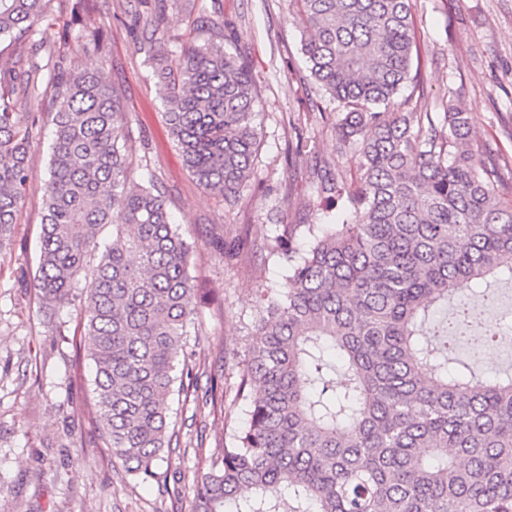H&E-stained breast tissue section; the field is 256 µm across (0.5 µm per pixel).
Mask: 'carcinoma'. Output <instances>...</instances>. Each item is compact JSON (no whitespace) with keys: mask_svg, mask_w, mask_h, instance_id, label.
<instances>
[{"mask_svg":"<svg viewBox=\"0 0 512 512\" xmlns=\"http://www.w3.org/2000/svg\"><path fill=\"white\" fill-rule=\"evenodd\" d=\"M84 0H0V254L33 178L35 103L53 140L34 287L62 306L85 283L75 347L95 366L107 445L146 483L169 434L177 361L198 289L194 255L159 178L134 163L121 93L103 65L79 67ZM174 56L132 13L134 49L161 91L170 138L205 190L236 202L258 150L257 88L224 46V22L190 0ZM301 53L338 104L340 150L357 179H320L343 220L305 225L309 246L266 244L288 262L279 296L255 295V341L237 386L248 425L191 485L194 512H512V375L452 366L469 330L496 345L462 297L512 274V167L474 148L471 116L398 112L418 57L413 0H298ZM112 241L100 246L103 227Z\"/></svg>","mask_w":512,"mask_h":512,"instance_id":"carcinoma-1","label":"carcinoma"}]
</instances>
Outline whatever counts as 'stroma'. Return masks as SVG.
Here are the masks:
<instances>
[{
    "mask_svg": "<svg viewBox=\"0 0 512 512\" xmlns=\"http://www.w3.org/2000/svg\"><path fill=\"white\" fill-rule=\"evenodd\" d=\"M132 7L158 16L166 36L189 31L185 0H101L85 17L83 39L65 50L75 64H94V35L103 31L104 67L124 93L134 138L147 145L175 222L196 239L190 273L200 294L199 333L188 336L184 357L196 384L172 397L177 448L164 452L154 481L137 483L103 442L92 365L70 343L80 333L85 291L75 289L57 308V333L43 326L33 280L50 144L42 133L29 150L34 177L14 226L16 244L0 254V512H194L192 480L248 421L234 396L254 342V290L276 292L285 282L286 266L261 244L286 232L305 245L303 225L339 217L315 190L321 176L339 172L350 182L357 176L353 154L338 150L335 103L307 83L293 0H214L230 50L252 68L261 127L253 174L238 203L227 206L201 188L168 134L159 89L134 51ZM414 18L419 76L396 98L397 110L440 113L449 97H458L473 116V143L512 160V0H416ZM294 133L312 153L292 168ZM219 234L220 250L211 243ZM213 376L224 390L220 411L203 399Z\"/></svg>",
    "mask_w": 512,
    "mask_h": 512,
    "instance_id": "35a3bbf8",
    "label": "stroma"
}]
</instances>
